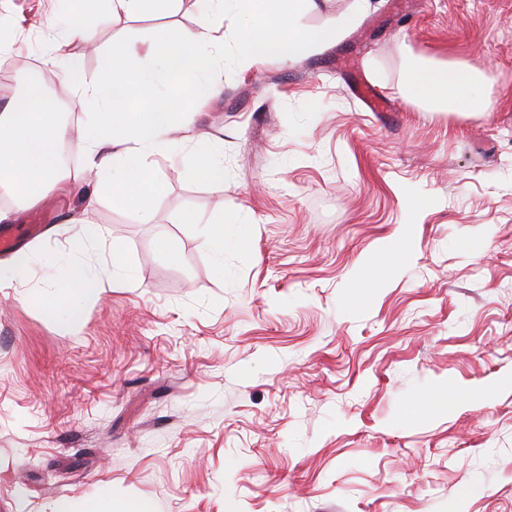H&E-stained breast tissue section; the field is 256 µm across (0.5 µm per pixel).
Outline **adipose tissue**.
<instances>
[{"label": "adipose tissue", "mask_w": 512, "mask_h": 512, "mask_svg": "<svg viewBox=\"0 0 512 512\" xmlns=\"http://www.w3.org/2000/svg\"><path fill=\"white\" fill-rule=\"evenodd\" d=\"M294 2L211 0L210 17L196 28L176 30L142 49H115L92 84L77 82L70 71H63L60 91L73 108L90 114L76 147L97 193L109 194L120 206L148 216L150 194H145V186L157 194L163 191L152 159L172 154L176 133L186 126L189 114L223 90V69L213 52L216 17L231 10L249 27L234 49V59L242 66L268 57L297 61L330 45L358 19L353 11L337 16L335 24L303 31L294 23ZM489 79L484 71L412 56L406 61L403 86L409 98L429 109L467 116L490 112V104L478 103L475 97L476 84ZM68 137L39 84L27 81L22 96L0 110V190L35 204L46 188H73L59 158V147ZM94 236L91 220L81 219L70 240L62 294L40 301L48 318H79L85 303L102 294L101 279L82 259Z\"/></svg>", "instance_id": "1"}]
</instances>
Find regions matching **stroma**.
I'll list each match as a JSON object with an SVG mask.
<instances>
[{
	"label": "stroma",
	"instance_id": "obj_1",
	"mask_svg": "<svg viewBox=\"0 0 512 512\" xmlns=\"http://www.w3.org/2000/svg\"><path fill=\"white\" fill-rule=\"evenodd\" d=\"M204 9L101 10L98 51L70 58L94 82L115 47ZM70 22L67 0H0V108L28 71L59 76ZM243 32L225 15L224 90L154 160L150 219L101 196L83 259L110 277L119 245L136 281L78 321L37 298L56 293L81 194H0L16 238L0 263L30 265L0 288V512L65 495L85 512H512V0H366L326 48L246 71L231 61ZM410 54L489 72L493 112L426 111L402 89ZM360 76L389 111L364 108ZM207 144L223 183L189 174ZM218 206L220 255L205 234ZM405 226L406 258L353 302L359 262ZM440 387L447 413L414 414ZM29 263L27 258L17 255L6 268L0 265V288H10L23 283L28 276Z\"/></svg>",
	"mask_w": 512,
	"mask_h": 512
}]
</instances>
